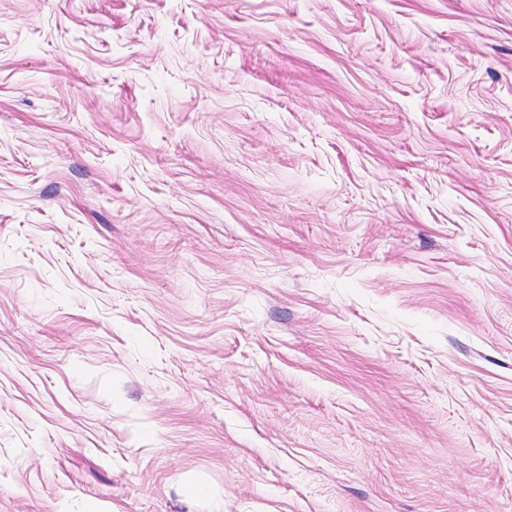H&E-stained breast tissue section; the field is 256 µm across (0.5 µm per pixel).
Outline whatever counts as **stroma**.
<instances>
[{"label":"stroma","mask_w":512,"mask_h":512,"mask_svg":"<svg viewBox=\"0 0 512 512\" xmlns=\"http://www.w3.org/2000/svg\"><path fill=\"white\" fill-rule=\"evenodd\" d=\"M0 512H512V0H0Z\"/></svg>","instance_id":"1"}]
</instances>
